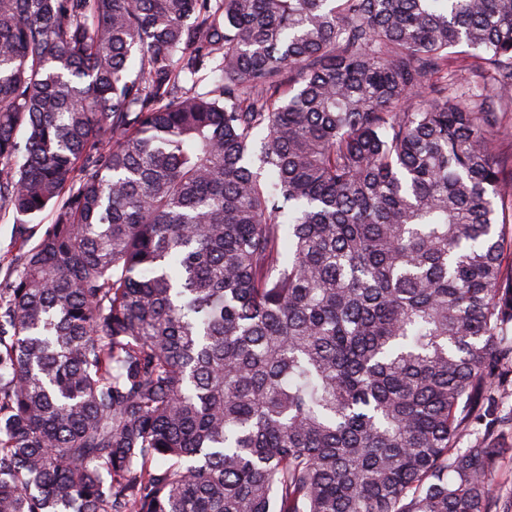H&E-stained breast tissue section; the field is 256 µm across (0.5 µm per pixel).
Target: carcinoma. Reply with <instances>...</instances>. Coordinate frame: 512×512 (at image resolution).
<instances>
[{
	"mask_svg": "<svg viewBox=\"0 0 512 512\" xmlns=\"http://www.w3.org/2000/svg\"><path fill=\"white\" fill-rule=\"evenodd\" d=\"M507 112L512 0H0V512H512Z\"/></svg>",
	"mask_w": 512,
	"mask_h": 512,
	"instance_id": "cac0c4a2",
	"label": "carcinoma"
}]
</instances>
